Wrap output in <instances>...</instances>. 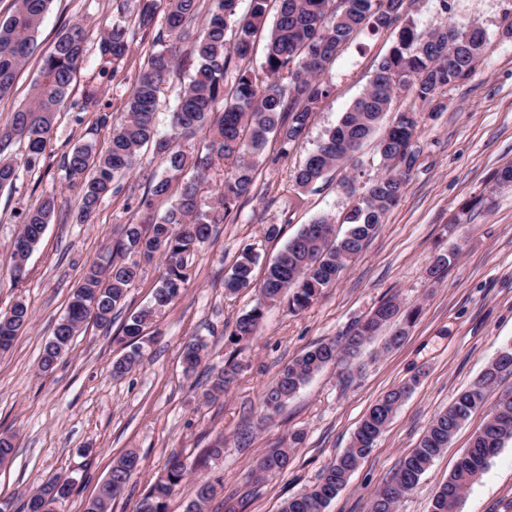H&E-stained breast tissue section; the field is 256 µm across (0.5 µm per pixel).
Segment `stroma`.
I'll use <instances>...</instances> for the list:
<instances>
[{"label": "stroma", "mask_w": 512, "mask_h": 512, "mask_svg": "<svg viewBox=\"0 0 512 512\" xmlns=\"http://www.w3.org/2000/svg\"><path fill=\"white\" fill-rule=\"evenodd\" d=\"M457 19L480 24L489 47L472 75L448 89L441 111L407 92L394 98L385 122L396 113L415 112V164L398 203L362 253L336 283L308 309L289 312L286 305L266 307L250 340L230 343L228 335L242 312L255 303L254 291L225 295L224 279L245 247L263 265L274 258L298 229L327 214L344 232V215L355 202L341 183L355 172L366 183L382 172L376 140L357 153L352 169L337 168L315 189L298 192L292 175L326 132L336 126L370 81L377 63L396 40L394 30L360 31L328 64L323 78L332 94L315 112L303 139L278 158V139H269L256 165L254 191L237 214L213 225L210 240L190 257V279L181 295L149 325L141 364L124 377L112 374V362L125 351L122 326L144 307L164 271L162 259L144 265L111 327L85 324L49 373L38 369L40 353L82 275L85 263L98 259L122 235L126 224L147 225L170 202L157 200L152 212L137 208L150 176L164 173L153 149H142L133 170L114 184L92 220L77 224L80 185L68 179L63 158L90 142L106 148L110 124L99 113L120 118L134 77L147 59L163 21L152 32L135 31L123 59L106 63L100 52L105 31L122 18L135 21L142 0H52L37 35V49L20 70L11 94L0 100V128L28 99L41 61L72 23L85 26V59L68 98L56 115L45 158L32 170H20L13 187L0 189V311L24 301L32 312L27 327L8 352L0 353V434L15 437L13 460L0 467V497H20L61 474L74 479L64 512H84L114 458L136 449L140 469L116 497L112 512H133L170 456L193 460L216 439L224 455L210 477L219 483L207 512H280L284 502L316 482L321 471L348 447L359 422L384 393L416 380L370 454L327 508V512H368L377 488L390 480L400 460L417 446L431 421L448 408L500 350L512 342V186L499 187L494 175L512 165V38L502 35L507 0H450ZM113 76L102 79L101 67ZM95 93L98 111L83 112L85 94ZM53 195V219L27 261V275L14 280L13 244L19 215L45 195ZM491 207L471 221L453 218L478 197ZM277 225L280 233L267 238ZM454 253L448 269L431 277L438 253ZM396 298L418 308L419 315L402 344L386 349L390 328L368 341L350 370L325 367L286 406L264 417L262 393L281 369L308 346L331 339L365 320L385 300ZM208 344L205 365L194 377L182 371L180 354L193 337ZM240 365L223 397L207 400L209 369L227 359ZM512 394V374L503 376L433 462L418 485L399 502L397 512H430L436 488L453 471L483 425L487 411ZM249 430L248 446L237 442ZM300 431L304 440L284 473L256 480L250 475L263 449L287 442ZM459 512H512V442L506 443L462 499Z\"/></svg>", "instance_id": "1"}]
</instances>
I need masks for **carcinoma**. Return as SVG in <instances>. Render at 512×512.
I'll return each mask as SVG.
<instances>
[{
  "instance_id": "obj_1",
  "label": "carcinoma",
  "mask_w": 512,
  "mask_h": 512,
  "mask_svg": "<svg viewBox=\"0 0 512 512\" xmlns=\"http://www.w3.org/2000/svg\"><path fill=\"white\" fill-rule=\"evenodd\" d=\"M51 0H13V12L0 19V98L13 86L16 72L34 51L36 35ZM447 22L418 30L404 18L406 0H249L248 11L237 13L238 0H212V6L194 32L190 47L180 43L199 20L200 0H145L136 24L150 30L158 14H163L165 33L158 34L151 53L139 69L126 102L123 119L113 126L109 145L99 150L91 143L74 146L64 160L66 175L81 187L77 220L85 223L96 212L115 181L136 164L143 147L153 150L165 164L167 176L151 183L139 201L145 211L155 201L169 195L172 182L184 187L159 220L145 228L126 224L123 235L107 256L85 269L66 309L54 327L58 344H45L39 369L51 372L70 346L72 337L88 320L100 326L112 322L129 286L138 277L140 261L164 257L166 267L154 288L150 305L132 313L122 328L130 350L112 364V374L121 377L142 362L141 339L146 327L178 298L189 280L188 259L210 237L211 226L222 224L237 214L255 183V159L266 147L269 135L280 141L274 157L288 156L309 127L314 112L332 94V85L321 75L352 37L364 28L373 32L398 30L389 53L378 62L368 86L342 115L316 148L294 171V187L311 190L333 169L349 162L379 128L393 99L406 90L422 102L432 103L446 90L465 80L485 53L489 40L477 23H460L450 13L448 0H441ZM273 26L265 28L270 12ZM128 27L121 20L112 23L101 43V52L114 59L127 55ZM85 26L76 22L58 39L42 64L39 78L31 86L24 109L15 112L10 124L0 130V189L11 187L19 170H31L44 159L51 141L56 113L69 95L73 76L83 62ZM266 39L260 78L250 65L257 39ZM193 70L171 114L168 136L156 130L159 93L171 72L180 67ZM418 119L414 112H401L385 128L378 141L383 173L373 181L358 185L355 176L345 178L343 187L357 196L346 213L344 235L336 233V220L328 215L305 224L282 251L267 265L258 287L255 305L240 315L230 331L236 344L253 336L269 303L285 302L295 313L307 309L324 290L335 283L349 262L384 223L388 211L399 201L408 171L415 162L414 139ZM208 130L204 150L188 153L183 144L201 130ZM15 137L26 142L20 157L3 152ZM224 168L217 205L206 209L198 197L196 177L212 168ZM54 212V198L44 196L22 215V229L16 242L26 250L13 252L12 276L19 281L26 263L39 244ZM258 255L247 247L224 280L229 295L252 287ZM416 311L406 310L393 300L382 303L360 326L342 336L318 342L297 355L280 372L274 386L263 392L267 414L277 413L316 373L342 356L352 364L362 347L383 326L395 324L387 345L398 346ZM31 311L16 302L0 312V349H8L19 332L29 324ZM206 345L191 340L182 351L184 372L194 374L205 358ZM239 364L230 358L224 367L211 373L206 396L224 395L236 378ZM512 373V344L503 346L471 385L456 395L448 410L430 423L414 450L391 478L401 494L411 491L434 460L448 448L461 425L478 410L504 374ZM413 383L388 391L363 418L349 447L326 466L316 483L285 503L281 512H326L330 501L345 487L349 476L370 453L376 439L387 427ZM302 440L291 434L290 445L267 448L258 458L257 472L276 476L288 468L293 448ZM512 440V396L497 401L481 429L471 439L448 479L437 489L431 512H448V499L460 504L467 488L486 468L489 460ZM224 454V441L206 448L189 465L172 456L163 473L139 501L136 512H168V501L189 472L207 469ZM140 465L134 451L113 461L98 492L88 500L85 512H111L112 499L120 494ZM69 479L56 475L24 496L12 512H61ZM216 487L205 478L196 484L195 497L186 512H205ZM399 500H390L377 490L368 512H395Z\"/></svg>"
}]
</instances>
